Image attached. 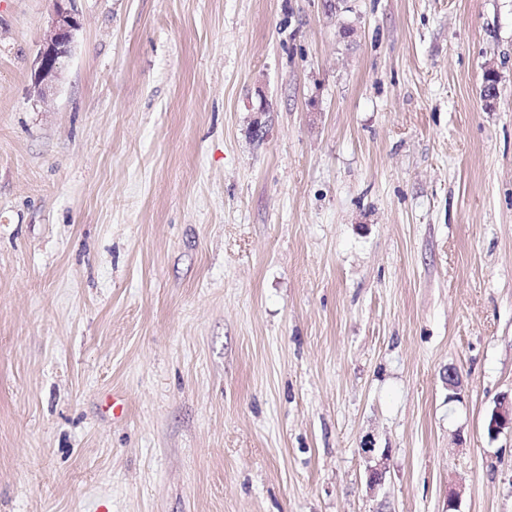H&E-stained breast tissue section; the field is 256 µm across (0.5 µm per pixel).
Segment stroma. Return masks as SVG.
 <instances>
[{"instance_id": "obj_1", "label": "stroma", "mask_w": 512, "mask_h": 512, "mask_svg": "<svg viewBox=\"0 0 512 512\" xmlns=\"http://www.w3.org/2000/svg\"><path fill=\"white\" fill-rule=\"evenodd\" d=\"M60 7L0 11V512H512V0H75L39 85ZM79 23L69 11L59 10L53 22V34L39 48L37 53V71L39 82H51L58 75L60 63L70 50L74 32ZM505 429L512 431V400L502 399L493 409L488 422V431L498 434Z\"/></svg>"}]
</instances>
